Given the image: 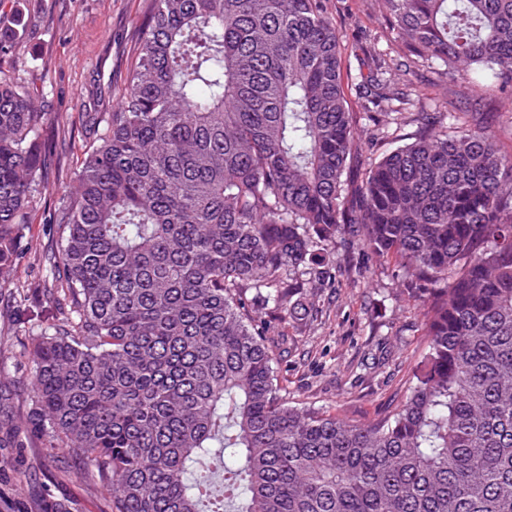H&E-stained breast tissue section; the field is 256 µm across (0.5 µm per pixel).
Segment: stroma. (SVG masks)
Returning <instances> with one entry per match:
<instances>
[{"label":"stroma","mask_w":512,"mask_h":512,"mask_svg":"<svg viewBox=\"0 0 512 512\" xmlns=\"http://www.w3.org/2000/svg\"><path fill=\"white\" fill-rule=\"evenodd\" d=\"M152 0H0V77L33 93L51 121L42 138L43 182L28 208V251L15 281L41 274L38 259L51 244L49 216L76 177L89 138L75 120L82 96L93 93L98 111H111L123 84L140 27ZM327 15L340 39L342 76L349 108L362 112L357 90L374 71L369 48L395 59L399 47L384 19L381 0H327ZM409 102L399 117L358 126V171L419 135L421 112L468 111L475 92L462 77L448 83L447 101L435 97V68L391 73ZM332 284L303 299L288 327L295 347L280 364L288 399L367 423L391 411L406 395L413 367L425 351L423 316L413 307L394 260L371 257L359 243L337 242ZM60 312L40 298L19 303L0 296V383L16 391L18 413H27L31 386L24 355L33 335L60 322ZM67 501L71 512H111V494L97 476L66 454L42 448H0V512H35L43 495Z\"/></svg>","instance_id":"1"}]
</instances>
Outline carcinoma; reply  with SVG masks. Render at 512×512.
<instances>
[{
	"label": "carcinoma",
	"instance_id": "carcinoma-1",
	"mask_svg": "<svg viewBox=\"0 0 512 512\" xmlns=\"http://www.w3.org/2000/svg\"><path fill=\"white\" fill-rule=\"evenodd\" d=\"M405 72L512 89V0H384ZM376 75L364 116L401 111ZM110 112L51 221L41 283L10 277L47 113L0 79V290L63 314L28 348L32 408L0 387V447L90 466L112 512H512V153L482 116L422 112L348 174L357 116L323 0H153ZM358 238L392 257L427 346L365 424L288 403L280 331Z\"/></svg>",
	"mask_w": 512,
	"mask_h": 512
}]
</instances>
